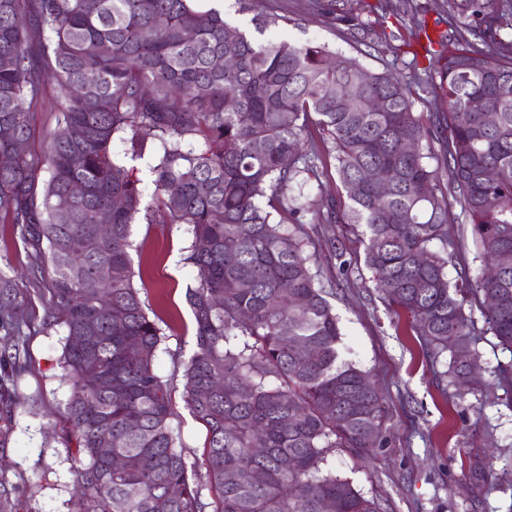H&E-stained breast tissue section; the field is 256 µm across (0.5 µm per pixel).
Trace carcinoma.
<instances>
[{
	"mask_svg": "<svg viewBox=\"0 0 512 512\" xmlns=\"http://www.w3.org/2000/svg\"><path fill=\"white\" fill-rule=\"evenodd\" d=\"M448 16L437 68L425 71L445 108L436 150L398 79L325 44L272 37L278 16L257 14L242 30L202 0H0V219L20 226L66 329L77 481L68 512L205 508L171 425L170 389L154 370L161 328L134 285L140 213L192 235L185 398L206 429L214 512H321L324 500L333 512H381L323 464L337 448L381 446L387 411L368 375L343 358L308 242L272 220L313 207L301 191L321 156L312 125L331 144L349 199L315 216L363 227L382 299L407 314L428 353L441 357L451 338L471 347L470 297L512 353V0H448ZM226 56L235 68H224ZM49 80L64 98L56 127L41 153L19 154L14 143L28 141ZM144 132L160 143L150 203L111 150L127 133L131 156L141 155ZM377 168L394 169L396 180L369 183ZM455 203L471 221L476 257L500 267L496 278L473 280L463 268L448 280ZM104 211L108 226L97 223ZM87 237L98 239L93 253L83 250ZM102 270L103 292L82 288ZM286 337L313 357L288 349ZM447 374L457 391L473 389L467 365L453 358ZM171 486L178 496L167 495Z\"/></svg>",
	"mask_w": 512,
	"mask_h": 512,
	"instance_id": "carcinoma-1",
	"label": "carcinoma"
}]
</instances>
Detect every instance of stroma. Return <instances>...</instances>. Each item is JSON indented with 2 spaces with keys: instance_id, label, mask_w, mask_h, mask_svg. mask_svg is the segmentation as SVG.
Returning <instances> with one entry per match:
<instances>
[{
  "instance_id": "35a3bbf8",
  "label": "stroma",
  "mask_w": 512,
  "mask_h": 512,
  "mask_svg": "<svg viewBox=\"0 0 512 512\" xmlns=\"http://www.w3.org/2000/svg\"><path fill=\"white\" fill-rule=\"evenodd\" d=\"M398 0H347L345 7L373 30L370 43L358 42L349 22L338 20L333 0H254L253 12L288 17L284 38L317 42L360 60L373 72L391 71L407 85L414 110L433 123L437 106L414 80L427 66L431 38L448 28L446 0H412L428 22L417 35L410 15L396 16ZM227 20L251 26L253 12L238 13L224 0ZM114 157L133 169L145 194H152L151 167L158 144L148 141L143 156L132 157L123 135L112 144ZM316 203L347 205L332 155L322 157L317 179L303 188ZM299 225L350 349L349 358L367 372L389 412L385 443L366 458L335 450L325 470L350 478L362 493L379 500L383 512H512V398L494 370L512 362L497 347L476 303L465 305L474 321L472 352L482 383L477 393L458 395L446 374L448 357L432 360L405 315L380 298L364 265L359 228L317 223L310 212L285 215ZM135 285L149 317L163 336L155 372L172 393L171 423L181 435L182 453L205 467L204 428L184 401V368L194 350V327L185 300L197 272L186 257L192 237L183 224L132 226ZM340 247L343 260L332 249ZM31 251L16 225L0 221V277L11 281L13 303L0 312V512H66L73 485L66 437L65 402L70 395L61 358L65 328L54 317L47 291L32 274ZM494 469L495 478L485 477Z\"/></svg>"
}]
</instances>
